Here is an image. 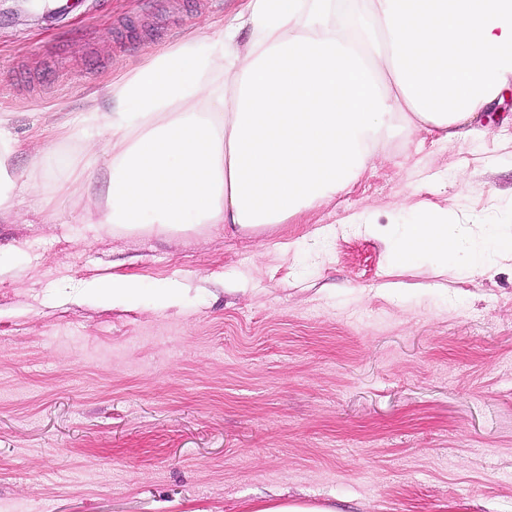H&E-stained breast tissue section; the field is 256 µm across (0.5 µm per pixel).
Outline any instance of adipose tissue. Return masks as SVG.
I'll return each mask as SVG.
<instances>
[{
	"mask_svg": "<svg viewBox=\"0 0 512 512\" xmlns=\"http://www.w3.org/2000/svg\"><path fill=\"white\" fill-rule=\"evenodd\" d=\"M511 82L512 0H240L223 25L104 79L64 171L109 182L101 224L250 231L335 196L395 131L473 136L471 116ZM18 148L0 116V211L36 189L7 176ZM385 234L398 262L428 255L467 275L512 256V233L468 240L444 210Z\"/></svg>",
	"mask_w": 512,
	"mask_h": 512,
	"instance_id": "obj_1",
	"label": "adipose tissue"
}]
</instances>
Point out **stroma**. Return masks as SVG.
<instances>
[{
	"mask_svg": "<svg viewBox=\"0 0 512 512\" xmlns=\"http://www.w3.org/2000/svg\"><path fill=\"white\" fill-rule=\"evenodd\" d=\"M0 0V114L39 185L0 217V512H512V257L397 265L373 225L512 216V96L471 139L401 131L273 228L177 236L58 209L39 158L102 78L236 0H96L48 26ZM133 294L97 297L98 279ZM333 506H309L299 502L276 501L264 504L258 512H335Z\"/></svg>",
	"mask_w": 512,
	"mask_h": 512,
	"instance_id": "stroma-1",
	"label": "stroma"
}]
</instances>
